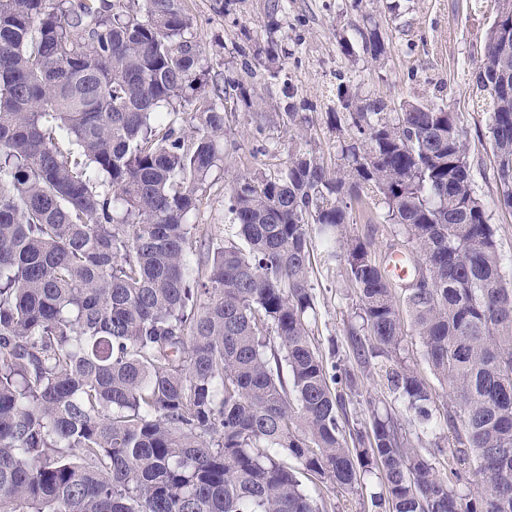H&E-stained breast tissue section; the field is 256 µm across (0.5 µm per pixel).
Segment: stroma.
Segmentation results:
<instances>
[{"instance_id":"obj_1","label":"stroma","mask_w":512,"mask_h":512,"mask_svg":"<svg viewBox=\"0 0 512 512\" xmlns=\"http://www.w3.org/2000/svg\"><path fill=\"white\" fill-rule=\"evenodd\" d=\"M399 13L388 12L383 0H185L194 19L193 39L205 50V62L214 82L243 77L257 68L256 52L268 35L269 16H276V39L288 48L280 79L257 84L255 92L265 102V118L237 112L226 118L224 161L210 178L188 221L200 225L206 238L222 240L231 215L229 188L240 175L276 170L288 158L294 143L279 107L284 87L311 101L307 139L327 164L339 150L335 132L325 114L336 105L338 85H353L384 98L392 105L414 98H443L450 111L459 113L470 145L474 184L487 203L498 249L505 267L512 268V212L497 204L492 153L484 112L475 104L474 78L484 58L485 31L494 21L496 0H401ZM376 22L387 44L384 57L374 60L358 53L348 60L340 51V36L357 38L369 22ZM352 236L368 242L376 259H383L393 238L392 225L373 217L370 208L354 207ZM315 344L321 352L337 345V357L349 360L348 331L361 324L359 300L346 278L343 259L316 257ZM359 380L344 397L351 429H369L374 413L391 404L383 378L362 369ZM377 482L349 490L322 488L330 512H374L371 497Z\"/></svg>"}]
</instances>
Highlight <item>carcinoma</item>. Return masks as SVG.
I'll list each match as a JSON object with an SVG mask.
<instances>
[{"label":"carcinoma","mask_w":512,"mask_h":512,"mask_svg":"<svg viewBox=\"0 0 512 512\" xmlns=\"http://www.w3.org/2000/svg\"><path fill=\"white\" fill-rule=\"evenodd\" d=\"M269 18L257 57L274 81ZM192 26L184 0H0V512H326L302 475H377L378 512H512V278L458 113L338 86L336 167L298 150L237 177L245 247L209 246L193 270L187 216L227 114L264 103L247 78L213 82ZM362 39L386 54L377 26ZM476 86L512 210V16L487 30ZM310 108L285 95L300 136ZM363 194L419 253L407 279L347 234ZM315 238L359 299L357 360L392 359L410 331L450 387L446 472L389 413L347 431L356 375L328 373L313 343ZM382 378L414 426L438 427L413 367Z\"/></svg>","instance_id":"carcinoma-1"}]
</instances>
